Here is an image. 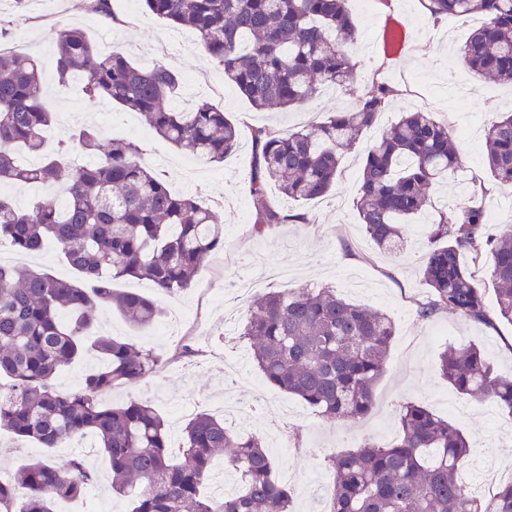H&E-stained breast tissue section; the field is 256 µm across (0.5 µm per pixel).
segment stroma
Listing matches in <instances>:
<instances>
[{"instance_id":"stroma-1","label":"stroma","mask_w":512,"mask_h":512,"mask_svg":"<svg viewBox=\"0 0 512 512\" xmlns=\"http://www.w3.org/2000/svg\"><path fill=\"white\" fill-rule=\"evenodd\" d=\"M359 28L352 47L357 85L366 90L383 81L394 88L378 128L396 122L401 113L416 107L427 109L450 122L461 153V165L447 183L433 187L437 208L412 220L403 249L396 255L379 251L363 232L355 207L362 169V148L346 155L336 186L326 198L304 204L309 223L281 224L264 237H256L241 221L248 204L241 181L250 169L253 154L251 129L262 124L296 128L322 119L328 112L346 111L352 98L336 91L318 93L304 108L292 111H255L235 85L204 55L193 32L177 30L147 17L142 0H112V18L86 11L79 0H31L23 16H16L13 0H0V17L13 20L10 42L19 53L42 57L45 77L42 91L57 114H65L73 100L83 98L81 84L59 82L52 60L56 26L81 28L95 43L109 41L139 65L160 62L182 74L179 108L196 99H207L237 120L240 147L224 162L206 164L183 154L161 139L136 113L91 108L84 122L99 126L109 136L139 141L147 156L164 160L163 172L171 189L196 196L212 206L220 224L234 226L225 236L224 249L202 269L192 288L164 299L166 315L160 325L133 330L117 312L99 311L96 329L118 339L133 338L162 360L160 373L133 388L115 387L106 402L121 404L132 399L148 402L169 421L172 453L182 448L181 429L193 412L223 417L228 405L255 404L256 413L242 433L269 442L272 431L286 426L292 437L285 447H271L276 478H288L296 497L297 512H322L326 492H313L306 477L327 474L311 456L314 448L338 451V440L347 435L391 442L399 433V406L415 401L435 414L451 419L465 431L474 450L470 469L480 496H493L499 479L512 477V418L491 402L462 396L438 372V357L447 344H478L496 372L512 377V325L498 322L490 329L442 311L423 321L415 314L416 302L425 295L422 257L434 248L429 226L437 209L468 199L485 188L487 212L495 229L512 228V191L491 177L485 164L484 131L497 113L512 110V86L472 72L459 53L478 18L447 16L433 19L420 0H350ZM285 265L287 279L263 281L265 270ZM335 288L348 300L388 314L396 336L386 371L374 390L370 414L358 420L324 421L304 402L267 385L254 393L250 380L258 378L247 343L221 338L225 325L241 326L252 295L273 288ZM185 343L202 354L194 366L176 359ZM87 471L93 474L100 512H129L127 500L112 494V470L97 448L75 446ZM45 455L62 459L63 449L46 450L36 443L0 432V475L12 473L22 462Z\"/></svg>"}]
</instances>
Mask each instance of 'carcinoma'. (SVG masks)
Instances as JSON below:
<instances>
[{
	"label": "carcinoma",
	"instance_id": "1",
	"mask_svg": "<svg viewBox=\"0 0 512 512\" xmlns=\"http://www.w3.org/2000/svg\"><path fill=\"white\" fill-rule=\"evenodd\" d=\"M144 2L152 17L191 30L210 62L257 110L304 107L321 86L351 92L349 111L320 122L252 128L253 234L309 222L304 213L277 207L268 185L301 203L328 196L346 154L375 128L394 93L384 82L356 90L357 28L348 0ZM423 7L434 18L482 16L461 58L478 75L512 83V0H426ZM55 69L62 83L84 80L90 101L138 113L158 136L203 162L221 163L238 148V126L215 104L172 106L182 79L161 63L139 67L65 26L55 39ZM41 86L37 59L0 50V182L45 190L26 208L0 195V243L31 256L53 241L76 278L0 263V379L9 380L8 388L0 387V429L48 449L94 437L111 463L112 492L129 500L130 512H294L293 491L275 478L260 440L200 412L187 420L181 455L173 457L167 424L154 408L101 400L116 386L140 384L159 359L99 333L96 310L115 308L135 330L152 326L166 313L160 297L192 286L224 247V231L212 209L172 192L134 141L112 137L105 144L98 128L81 125L69 140L49 145L54 113ZM76 154L93 160L74 163ZM485 163L495 181L512 186V112L498 113L487 126ZM459 165L448 125L427 110L406 112L370 138L356 210L380 251L394 253L407 223L435 209L432 186ZM485 196L474 192L431 224L440 245L423 257L426 295L417 301L418 318L446 310L491 329L500 321L512 324V232L489 233ZM465 254L475 263L491 257L495 306L487 304ZM127 278L149 281L156 296L114 288ZM238 336L250 343L266 382L336 422L370 413L396 328L388 315L334 288H298L255 298ZM87 353L101 366L76 388L58 390L59 370ZM438 369L460 394L512 416V379L498 375L479 346L446 348ZM399 421L389 444L367 438L345 451H321L332 484L321 512H512V480L489 500L461 480L470 443L457 424L412 401L400 406ZM218 458L238 475L236 488L222 498L202 493ZM92 480L76 456L34 459L12 478H0V512H52L53 500L82 496Z\"/></svg>",
	"mask_w": 512,
	"mask_h": 512
}]
</instances>
